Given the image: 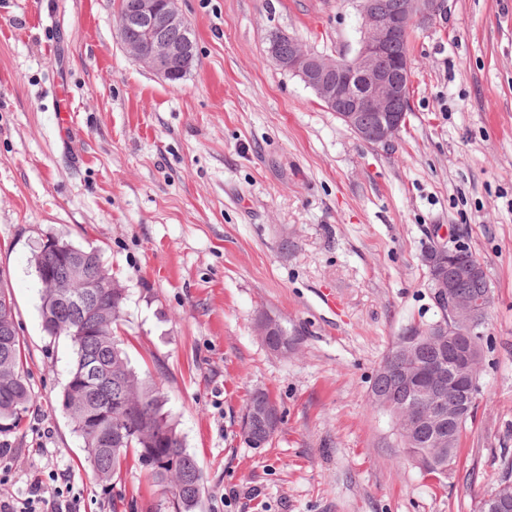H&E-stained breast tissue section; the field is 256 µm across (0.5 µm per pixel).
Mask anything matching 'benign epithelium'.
<instances>
[{
  "label": "benign epithelium",
  "instance_id": "obj_1",
  "mask_svg": "<svg viewBox=\"0 0 512 512\" xmlns=\"http://www.w3.org/2000/svg\"><path fill=\"white\" fill-rule=\"evenodd\" d=\"M177 0H135L130 13L120 15L119 38L128 54L150 69L164 81L176 78L190 69L196 59V39L171 40L169 31L189 32L190 25L179 13ZM362 24L357 49L338 59L315 54L295 42L293 53L284 57L271 52L278 66L299 77L316 97L327 105L357 138L370 146L388 147L397 138L408 105L411 59L404 56L386 67L382 60L391 46L414 31L433 23L441 14L444 0H399L400 5L386 11L378 0H356ZM374 112L378 121L371 123L365 113ZM67 252V244L55 237L45 238L39 248L42 255ZM435 253L448 257V266L430 267V286L434 304L440 316L448 323L434 322L418 332L431 344L447 341L460 344L448 367L435 362L425 365L437 385L448 383L457 392L464 393V401L448 403L431 395L421 401L411 425H429L437 435V443L445 442L446 425L462 419L473 402L478 400L474 364L470 348H481L482 326L491 304L492 292L473 297L459 291L461 284L486 277L482 264L460 262L445 245L435 246ZM40 279L78 280L81 291L71 300V308L81 314L88 307L102 301L106 292L83 267L62 264L54 273L38 271ZM282 328L273 316H263L257 322L259 335L268 338ZM278 405L262 398V391L251 394L246 417L240 425L243 440L252 448H261L268 436L275 435L281 425Z\"/></svg>",
  "mask_w": 512,
  "mask_h": 512
}]
</instances>
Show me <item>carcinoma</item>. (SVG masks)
Listing matches in <instances>:
<instances>
[{
  "instance_id": "obj_1",
  "label": "carcinoma",
  "mask_w": 512,
  "mask_h": 512,
  "mask_svg": "<svg viewBox=\"0 0 512 512\" xmlns=\"http://www.w3.org/2000/svg\"><path fill=\"white\" fill-rule=\"evenodd\" d=\"M277 44L286 54L293 51L288 34L276 29L265 37L266 47ZM74 258L94 271L108 301L85 312V325L94 336L91 342L71 333L76 324L63 325V312L76 288L52 282L40 284V312L44 332L50 337H65L71 346L73 361L61 394L62 410L70 418L73 430L83 440L86 459L96 479L104 484L121 472L130 462L147 467L152 483L167 495L173 512H193L204 489V478L198 461L185 448L177 426L165 411L166 398L161 383L140 376L130 365L124 340L115 333L126 302V290L112 277L96 248L74 247ZM14 305L7 285L0 279V432L17 428L33 406L28 383L25 345L14 333L2 311ZM430 346H422L406 355L392 346L376 375L371 392L372 402L397 421V435L407 460L419 465L427 474L448 477L455 464L456 449L464 427L452 432V447L432 446L433 432L422 425L410 428L406 418L417 406L414 390L416 364L432 356ZM94 369L101 377L117 376L122 389L131 401L127 408L112 409L105 420L97 417L95 404L112 396V386L103 383L95 390L86 387L82 377ZM157 457L159 464H150L147 456ZM506 498L512 504V482L500 481L481 497L473 512H490V505Z\"/></svg>"
}]
</instances>
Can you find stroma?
Wrapping results in <instances>:
<instances>
[{"mask_svg":"<svg viewBox=\"0 0 512 512\" xmlns=\"http://www.w3.org/2000/svg\"><path fill=\"white\" fill-rule=\"evenodd\" d=\"M198 64L168 84L125 51L118 0H0V274L17 308L34 406L0 433V487L62 476L81 512H156L134 465L99 485L59 405L68 342L41 327L44 237L100 249L126 289L133 366L203 469L195 512H472L512 474V0H446L416 29L410 109L370 147L297 76L269 30L318 54L357 47L354 0H178ZM484 267L481 397L448 478L405 462L376 371L435 319L427 249ZM277 317L298 343L272 353ZM282 424L239 433L250 393ZM282 328L280 321L273 316H262L257 322V329L259 335H261L268 343L267 347L275 353H285L288 350V345L285 340H280L278 344H271L269 336H274Z\"/></svg>","mask_w":512,"mask_h":512,"instance_id":"35a3bbf8","label":"stroma"}]
</instances>
